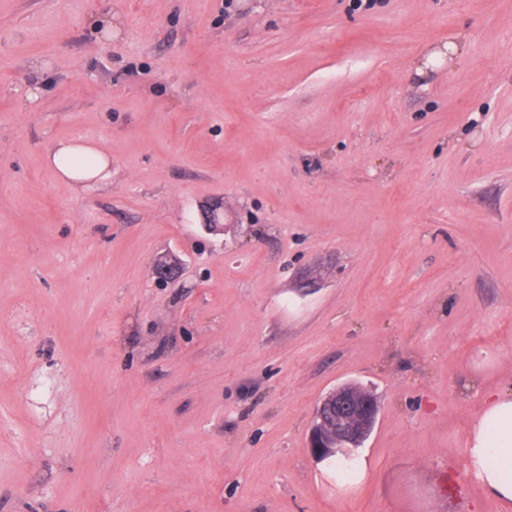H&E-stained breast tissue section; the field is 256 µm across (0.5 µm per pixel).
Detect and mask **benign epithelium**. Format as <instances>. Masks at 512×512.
Masks as SVG:
<instances>
[{"label":"benign epithelium","instance_id":"1","mask_svg":"<svg viewBox=\"0 0 512 512\" xmlns=\"http://www.w3.org/2000/svg\"><path fill=\"white\" fill-rule=\"evenodd\" d=\"M380 413L377 397L354 383L328 392L315 411L308 445L319 461L336 456L350 458L372 434Z\"/></svg>","mask_w":512,"mask_h":512}]
</instances>
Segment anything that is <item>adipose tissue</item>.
<instances>
[{
  "label": "adipose tissue",
  "mask_w": 512,
  "mask_h": 512,
  "mask_svg": "<svg viewBox=\"0 0 512 512\" xmlns=\"http://www.w3.org/2000/svg\"><path fill=\"white\" fill-rule=\"evenodd\" d=\"M45 163L62 180L91 188L111 175V160L96 143L73 137L47 149ZM470 465L486 494L512 505V394L489 395L467 437Z\"/></svg>",
  "instance_id": "1"
}]
</instances>
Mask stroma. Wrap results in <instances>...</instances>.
Returning <instances> with one entry per match:
<instances>
[{
  "label": "stroma",
  "instance_id": "35a3bbf8",
  "mask_svg": "<svg viewBox=\"0 0 512 512\" xmlns=\"http://www.w3.org/2000/svg\"><path fill=\"white\" fill-rule=\"evenodd\" d=\"M74 136L108 183L45 166ZM344 383L355 482L308 448ZM493 389L512 0H0V512H512ZM380 413L377 397L354 383L328 392L315 411L308 445L318 461L336 456L350 458L372 434ZM470 465L486 494L512 504V392L488 396L467 437Z\"/></svg>",
  "mask_w": 512,
  "mask_h": 512
}]
</instances>
